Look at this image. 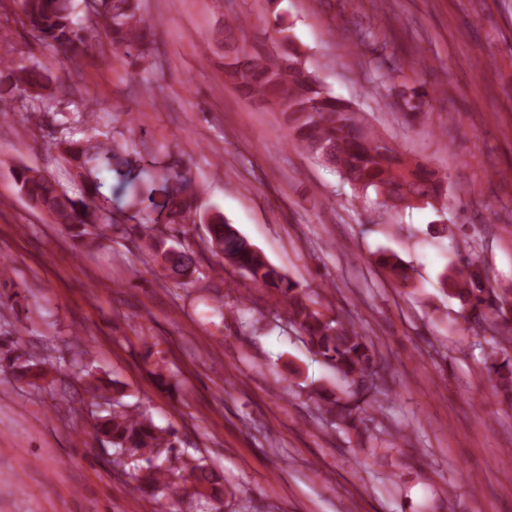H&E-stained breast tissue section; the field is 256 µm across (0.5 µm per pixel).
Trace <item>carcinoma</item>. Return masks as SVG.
<instances>
[{
  "label": "carcinoma",
  "mask_w": 512,
  "mask_h": 512,
  "mask_svg": "<svg viewBox=\"0 0 512 512\" xmlns=\"http://www.w3.org/2000/svg\"><path fill=\"white\" fill-rule=\"evenodd\" d=\"M82 2L83 16L79 17L75 0H13L22 26L42 47L62 52L68 66L75 65L83 52L84 21L103 28L111 52L131 62L145 55L150 20L141 10V0ZM243 27V20L230 18L215 38V47L224 51V73L245 96L271 108L280 107L282 125L296 146L336 171L353 189L363 194L373 192L394 209L401 202L411 207L415 200L429 205L443 195V179L427 164L407 157L382 139L353 135L366 119L349 102L323 89L305 67L304 53L291 37L280 39L275 54L252 52L239 44ZM3 70L7 71L10 86L0 84L1 112L9 111L10 95L28 96L50 105L68 94L64 78L54 79L45 69L30 67L20 59H1L0 72ZM392 90L407 114L426 111L430 98L426 86L401 83ZM61 145L63 159L85 180L86 195L73 197L48 174L21 164L14 170L15 185L32 208L61 225L71 239L86 245L99 238L108 239L114 232L129 237L131 233L113 218V195L147 178L149 186L134 202L139 216L134 228L138 230L136 238L144 243L163 276L184 288L195 280L209 278L210 271L222 275L224 268L204 269L197 252L181 242L185 232L178 226L188 223L197 196L189 170L159 165L150 172L112 141L88 138L63 141ZM102 170L114 180L107 194L103 192L105 182L96 177ZM207 229V250L221 253L226 264L249 277L257 287L277 293L309 346L346 380L347 388L342 391L319 387L311 390L310 397L334 423L353 426L377 401L381 392L378 381L386 374L372 342L359 326L325 305L317 292L290 280L271 264L222 213L216 211L209 217ZM378 265L397 284L411 283L408 268L396 254L381 255ZM440 281L448 295L461 303L467 322L492 331L494 353L487 370L497 388L511 400L512 316L505 308L507 295L486 287L480 267L472 262L444 269ZM4 361L18 382L30 384L48 377L47 356L37 360L17 349ZM85 375L91 378L87 392L105 398L111 407L96 417V438L109 449L135 457V480L150 491L164 492L166 504L161 512L173 506L185 490L191 491L204 512H221L222 477L186 456L177 431L156 425L143 411L130 410L119 382L97 377L89 369Z\"/></svg>",
  "instance_id": "obj_1"
}]
</instances>
